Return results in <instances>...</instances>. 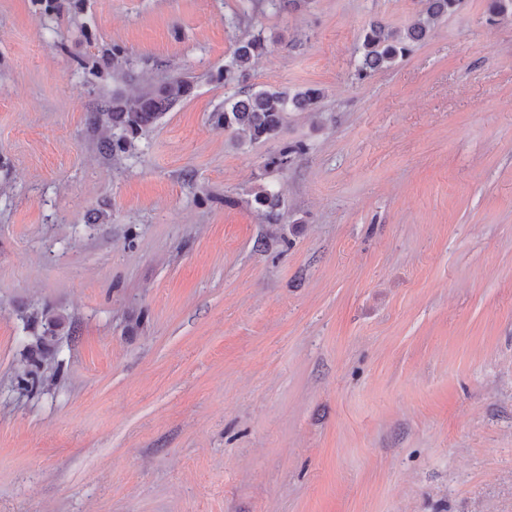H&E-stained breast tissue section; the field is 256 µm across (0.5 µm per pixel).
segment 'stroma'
Segmentation results:
<instances>
[{"label": "stroma", "instance_id": "1", "mask_svg": "<svg viewBox=\"0 0 512 512\" xmlns=\"http://www.w3.org/2000/svg\"><path fill=\"white\" fill-rule=\"evenodd\" d=\"M415 8L0 0V512H512V17L461 0L355 80ZM258 31L251 84L324 97L239 146ZM179 76L103 150L113 92ZM418 8L403 29H392L373 22L363 30L360 56L355 65L357 80L388 69L406 57L412 47L423 41L436 24L454 14L460 0H417ZM267 50L262 33L239 39L231 60L224 65V88L232 92L224 98V110L211 113L214 124L230 131L240 143H256L278 137L284 114L290 108L317 111L323 92L306 88L290 92L281 89H258L250 85L253 60ZM192 84L184 79H174L160 87L138 95H121L112 98V142L105 141V148L112 155L124 153L134 140L160 119L177 102L190 95ZM253 199L268 224H276L281 219V200L277 192L268 186H259L253 193Z\"/></svg>", "mask_w": 512, "mask_h": 512}]
</instances>
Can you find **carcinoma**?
Wrapping results in <instances>:
<instances>
[{
	"label": "carcinoma",
	"instance_id": "carcinoma-1",
	"mask_svg": "<svg viewBox=\"0 0 512 512\" xmlns=\"http://www.w3.org/2000/svg\"><path fill=\"white\" fill-rule=\"evenodd\" d=\"M418 8L402 29H392L373 22L363 30L360 56L355 65V77L362 81L375 72L388 69L406 57L412 47L423 41L436 24L454 14L460 0H417ZM489 19L494 21L512 16V0H488ZM267 50V40L262 33L252 34L236 42L231 60L224 65V86L231 93L224 98V110L211 113L214 124L229 131L240 142L256 143L279 136L284 114L289 109L317 111L323 92L306 88L290 92L281 89H255L249 84L253 60ZM192 84L184 79H174L160 87L138 95H121L112 98V140L105 148L112 154L124 153L134 140L160 119L177 102L190 95ZM301 144L287 145L271 158L270 165L286 169L294 157L303 154ZM253 199L261 215L269 224L281 219V200L278 193L267 186H260Z\"/></svg>",
	"mask_w": 512,
	"mask_h": 512
}]
</instances>
